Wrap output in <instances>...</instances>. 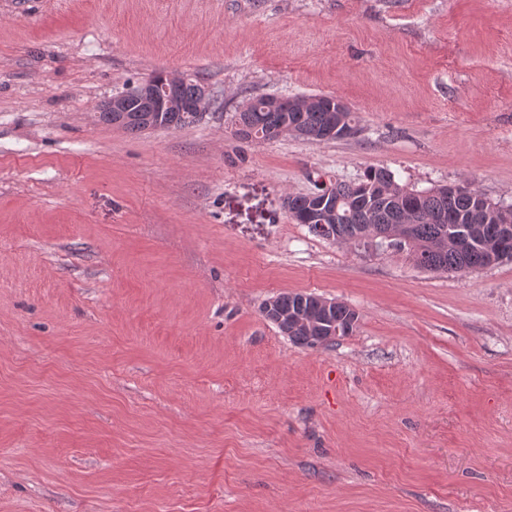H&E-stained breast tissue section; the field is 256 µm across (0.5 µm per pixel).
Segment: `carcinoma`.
<instances>
[{"label": "carcinoma", "mask_w": 512, "mask_h": 512, "mask_svg": "<svg viewBox=\"0 0 512 512\" xmlns=\"http://www.w3.org/2000/svg\"><path fill=\"white\" fill-rule=\"evenodd\" d=\"M200 81L182 85L177 103L162 112L152 97L131 95L124 111L103 106L102 121L131 132H143L148 124L164 130L177 129L199 120L188 109ZM341 99L318 94L304 105L297 97L258 96L249 99L234 114L235 135L244 142H265L282 136L311 141L344 140L361 132L359 119L348 107L339 109ZM287 210L292 219L310 232L340 244L373 240L402 225L411 226L408 239L395 244L408 250L414 264L427 271L464 274L472 267L490 266L512 258V238L502 245L497 226L512 225V205L504 206L461 183L417 191L400 184L383 167L364 172L356 182L338 181L305 193L288 195ZM504 249H499V246ZM318 296L279 294L275 306L263 305L262 314L277 323V313L317 321L322 316ZM293 343L303 347L325 346V328L302 325L285 331Z\"/></svg>", "instance_id": "cac0c4a2"}]
</instances>
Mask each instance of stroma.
<instances>
[{
  "instance_id": "35a3bbf8",
  "label": "stroma",
  "mask_w": 512,
  "mask_h": 512,
  "mask_svg": "<svg viewBox=\"0 0 512 512\" xmlns=\"http://www.w3.org/2000/svg\"><path fill=\"white\" fill-rule=\"evenodd\" d=\"M157 71L200 122L99 120ZM312 94L360 133L235 137ZM370 167L512 204V0H0V512H512V259L290 219ZM282 293L357 326L295 345Z\"/></svg>"
}]
</instances>
